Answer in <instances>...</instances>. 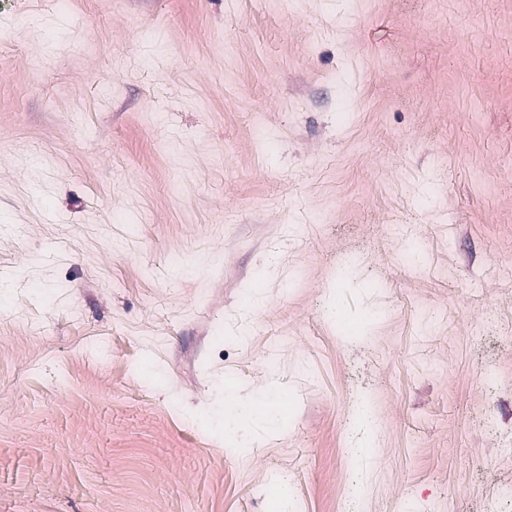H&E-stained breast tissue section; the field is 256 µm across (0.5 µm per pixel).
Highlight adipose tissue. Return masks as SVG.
<instances>
[{"label":"adipose tissue","instance_id":"ef3b65f1","mask_svg":"<svg viewBox=\"0 0 512 512\" xmlns=\"http://www.w3.org/2000/svg\"><path fill=\"white\" fill-rule=\"evenodd\" d=\"M289 411L287 398L277 390L268 395L246 400L241 398L233 386L224 389V404L221 413L224 417V438L232 440L245 426L266 428L286 420ZM356 434L348 450L351 465H358L376 447L381 421L377 411L367 404L358 405L354 411Z\"/></svg>","mask_w":512,"mask_h":512}]
</instances>
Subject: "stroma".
<instances>
[{
  "label": "stroma",
  "mask_w": 512,
  "mask_h": 512,
  "mask_svg": "<svg viewBox=\"0 0 512 512\" xmlns=\"http://www.w3.org/2000/svg\"><path fill=\"white\" fill-rule=\"evenodd\" d=\"M227 381L287 425L225 443ZM277 477L512 512V0H0V512H272ZM356 434L348 448L350 463L353 468L376 448L381 433V421L377 411L368 404L355 408Z\"/></svg>",
  "instance_id": "1"
}]
</instances>
